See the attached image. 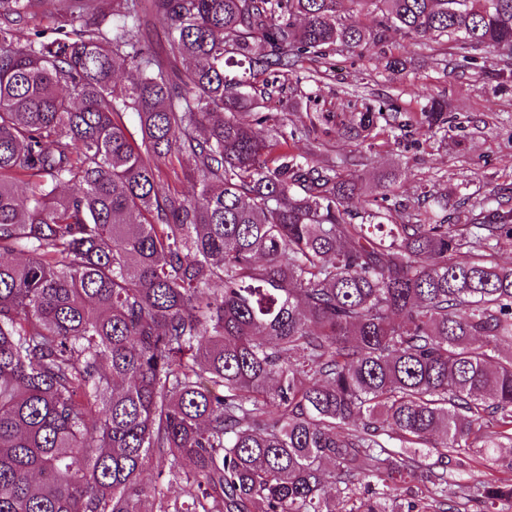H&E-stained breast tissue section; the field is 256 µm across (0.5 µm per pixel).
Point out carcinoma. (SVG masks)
Masks as SVG:
<instances>
[{"mask_svg":"<svg viewBox=\"0 0 512 512\" xmlns=\"http://www.w3.org/2000/svg\"><path fill=\"white\" fill-rule=\"evenodd\" d=\"M342 2L0 0V512L512 504L455 480L512 450V209L422 219L239 118L259 77L389 27L512 60V0H351L371 25ZM38 15L51 35L22 34Z\"/></svg>","mask_w":512,"mask_h":512,"instance_id":"carcinoma-1","label":"carcinoma"}]
</instances>
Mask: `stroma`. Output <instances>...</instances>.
<instances>
[{"label": "stroma", "instance_id": "35a3bbf8", "mask_svg": "<svg viewBox=\"0 0 512 512\" xmlns=\"http://www.w3.org/2000/svg\"><path fill=\"white\" fill-rule=\"evenodd\" d=\"M392 56L403 60L402 72L387 69ZM330 60L329 71L319 61H303L264 102L266 111L301 129L300 151L314 153L321 164L356 160L368 181L394 172L397 199L414 213L438 212L442 200L454 218L489 197L512 204V87L499 82V56L480 53L478 65L469 67L455 47L417 44L391 30L362 54L338 51ZM421 91L447 101L456 119L447 138L417 124L399 135L383 121L367 145L349 132L352 113L366 104L394 102L407 121L420 109Z\"/></svg>", "mask_w": 512, "mask_h": 512}]
</instances>
